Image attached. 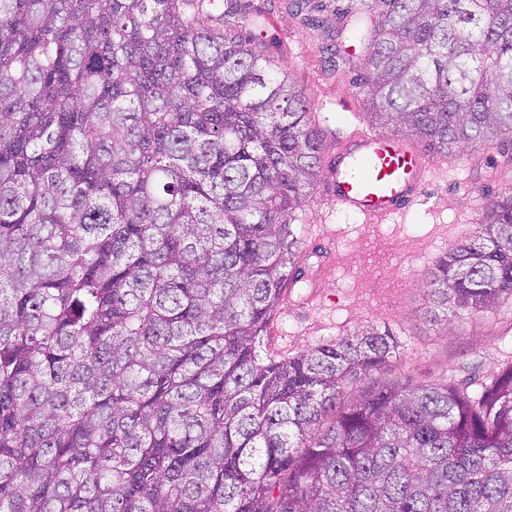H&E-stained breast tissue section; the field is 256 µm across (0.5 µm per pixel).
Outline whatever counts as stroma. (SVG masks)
<instances>
[{
    "label": "stroma",
    "instance_id": "1",
    "mask_svg": "<svg viewBox=\"0 0 512 512\" xmlns=\"http://www.w3.org/2000/svg\"><path fill=\"white\" fill-rule=\"evenodd\" d=\"M248 3L261 21L267 55L311 97L312 121L324 133L326 156H333L342 134L369 126L359 70L330 74L317 32L292 14L289 0ZM437 162L421 203L388 224L364 223L360 214L312 193L295 225L304 271L285 282L261 337L260 357H292L368 325L388 328L398 352L351 386L352 400L374 383L404 378H448L477 387L512 362V299L472 317H429V272L475 234L486 200L508 185L497 155L481 148L441 155Z\"/></svg>",
    "mask_w": 512,
    "mask_h": 512
}]
</instances>
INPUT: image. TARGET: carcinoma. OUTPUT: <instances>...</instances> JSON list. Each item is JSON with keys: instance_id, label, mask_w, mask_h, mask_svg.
Segmentation results:
<instances>
[{"instance_id": "cac0c4a2", "label": "carcinoma", "mask_w": 512, "mask_h": 512, "mask_svg": "<svg viewBox=\"0 0 512 512\" xmlns=\"http://www.w3.org/2000/svg\"><path fill=\"white\" fill-rule=\"evenodd\" d=\"M190 7L0 0V512H512V364L348 404L388 330L260 358L324 136L246 12ZM343 37L375 127L512 142V0H350ZM426 288L512 298L511 190Z\"/></svg>"}]
</instances>
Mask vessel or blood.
Instances as JSON below:
<instances>
[{
    "mask_svg": "<svg viewBox=\"0 0 512 512\" xmlns=\"http://www.w3.org/2000/svg\"><path fill=\"white\" fill-rule=\"evenodd\" d=\"M432 160L415 145L373 130L346 136L332 163L329 201L382 224L420 203Z\"/></svg>",
    "mask_w": 512,
    "mask_h": 512,
    "instance_id": "vessel-or-blood-1",
    "label": "vessel or blood"
}]
</instances>
